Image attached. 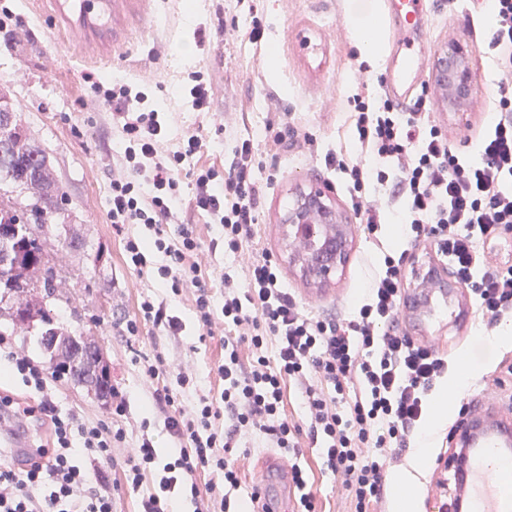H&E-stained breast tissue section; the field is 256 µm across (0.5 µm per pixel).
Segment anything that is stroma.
I'll list each match as a JSON object with an SVG mask.
<instances>
[{
  "instance_id": "obj_1",
  "label": "stroma",
  "mask_w": 512,
  "mask_h": 512,
  "mask_svg": "<svg viewBox=\"0 0 512 512\" xmlns=\"http://www.w3.org/2000/svg\"><path fill=\"white\" fill-rule=\"evenodd\" d=\"M40 0H0V92L22 114L27 134L46 151L47 161L63 191L56 226L43 232L49 252H62L66 274L59 300L52 303L57 326L81 325L101 345L112 383L126 397L130 424L127 440L151 438L162 453L175 449L141 377L145 359L155 351L172 355L194 374L198 394L218 396L216 365L224 354L221 337L173 338L146 325L137 336H126L123 324L134 318L142 297L163 298L182 318H189L184 297L160 288L147 275H138L123 258L122 244L112 232L108 199L112 154L121 143L109 114L91 106L92 81L108 82L120 76L133 87L149 84V98L170 114L169 144L187 133L202 135L200 161L225 167L232 160L235 139L248 138L258 149L264 174L272 183L267 191L255 237L244 246L249 255L273 252L280 263L289 293L310 300L327 316L348 314L378 268V255L362 227H355L347 261L335 275L314 289L290 264L284 248L283 214L298 189L329 177L317 167L305 144L314 136L321 149L343 148L357 153L350 129V98L357 84L374 96L385 60L369 62L360 51L356 31L376 21L374 38L390 52L395 33L382 0H142L136 13L125 19L108 60L92 61L82 48L54 35L39 13ZM194 4L195 17L187 19L186 6ZM261 21V35L250 40L253 19ZM489 12L460 9L448 14L442 0H432L428 33L430 49L421 70L423 88L432 91L438 51L448 40L465 42L472 52L477 87L476 108L461 113L435 106L432 118L456 146L473 138L482 120L481 103L496 93L493 56L485 45ZM193 43L190 57H181L183 42ZM208 74L213 95L208 111L193 110L187 75ZM235 113L232 129L223 131L218 118ZM288 118V148L278 152L263 141L267 124ZM83 137H76L74 128ZM78 237L83 245L69 249L64 241ZM504 324L486 326L467 318L437 326L452 370L441 383L446 393L444 419L428 418L421 437L403 454L402 472L415 473L416 512H439V484L443 468L428 462L418 468L416 451L427 446L434 453L451 450L448 431L458 422L460 407L512 410V337ZM468 363L464 383L454 376ZM55 391L63 408L85 419L110 418L112 405L93 392L64 378ZM311 468V491L318 512H343V492L335 477L324 471L317 449L303 440Z\"/></svg>"
}]
</instances>
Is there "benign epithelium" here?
<instances>
[{"label":"benign epithelium","mask_w":512,"mask_h":512,"mask_svg":"<svg viewBox=\"0 0 512 512\" xmlns=\"http://www.w3.org/2000/svg\"><path fill=\"white\" fill-rule=\"evenodd\" d=\"M446 65L436 66L433 91L435 98L452 106L456 112H466L472 99L474 69L467 45L450 41L440 52ZM15 123L14 114L0 108V148L8 142ZM282 224L287 227L288 245L292 253L299 255L307 251L321 238L324 229L332 231L346 240H351L353 227L343 222V217L330 204L326 192L320 188L300 191L288 208Z\"/></svg>","instance_id":"benign-epithelium-1"}]
</instances>
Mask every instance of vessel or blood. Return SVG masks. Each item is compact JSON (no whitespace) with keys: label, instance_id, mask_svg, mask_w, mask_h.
<instances>
[{"label":"vessel or blood","instance_id":"vessel-or-blood-1","mask_svg":"<svg viewBox=\"0 0 512 512\" xmlns=\"http://www.w3.org/2000/svg\"><path fill=\"white\" fill-rule=\"evenodd\" d=\"M139 0H46L54 31L75 39L93 59L112 55L120 17L136 11ZM398 40L393 48L396 68L384 76L389 97L410 103L422 88L417 48L427 29L429 0H384ZM417 302L428 320L445 321L448 296L436 288H421ZM465 446L453 462L456 486L448 512H512V421L499 423L497 432L482 435L466 432ZM0 446L18 456L27 446L23 431L0 424ZM263 491L275 512H290L294 497L287 468L276 461L263 468Z\"/></svg>","mask_w":512,"mask_h":512}]
</instances>
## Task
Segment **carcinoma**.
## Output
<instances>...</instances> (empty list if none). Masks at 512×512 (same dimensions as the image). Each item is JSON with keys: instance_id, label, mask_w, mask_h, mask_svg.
<instances>
[{"instance_id": "1", "label": "carcinoma", "mask_w": 512, "mask_h": 512, "mask_svg": "<svg viewBox=\"0 0 512 512\" xmlns=\"http://www.w3.org/2000/svg\"><path fill=\"white\" fill-rule=\"evenodd\" d=\"M6 153L7 162H0V227L35 224L42 229L53 224L60 213L62 191L48 168L44 149L16 125ZM5 185L20 194L27 191L30 196L24 201L8 196L3 192ZM11 252L8 263L0 266V317L13 325L27 326L39 319L41 336L59 338L57 346L50 351L51 360L67 366L73 380L89 387L94 394L108 396L111 380L99 361L89 357L81 365L72 363L78 349L97 348L95 340L81 328L59 331L50 317V309L33 303V297L38 294L44 299L57 295L63 281L57 258L43 249L38 237L24 234L12 238ZM347 254L348 244L343 239L325 238L313 253L312 261L342 262Z\"/></svg>"}]
</instances>
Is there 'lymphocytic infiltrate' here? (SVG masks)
Returning a JSON list of instances; mask_svg holds the SVG:
<instances>
[{
	"instance_id": "obj_1",
	"label": "lymphocytic infiltrate",
	"mask_w": 512,
	"mask_h": 512,
	"mask_svg": "<svg viewBox=\"0 0 512 512\" xmlns=\"http://www.w3.org/2000/svg\"><path fill=\"white\" fill-rule=\"evenodd\" d=\"M488 47L499 70L490 110L491 123L474 141L473 155L451 144L430 119L431 103L419 96L409 108L385 90L373 99L354 94L351 126L361 149L354 157L320 151L308 138L310 155L340 176L346 203L369 238L381 224L401 216L407 245L433 244L445 258L455 284L467 288L475 316L496 324L512 319V261L495 267L485 250L503 231L512 230V0H493ZM94 106L111 111L122 134V148L112 159L110 215L121 234L127 266L142 271L150 252L162 253L160 282L173 294H187L200 336L224 331V358L216 374L218 399L183 400L191 373L173 370L165 353H155L141 373L152 387L164 425L180 445L178 455L161 461L158 448L142 438L124 461L114 450L126 440L118 425L126 412L121 391L112 393L113 420L89 422L76 411L61 409L49 386L56 374L0 333V351L13 377L37 394L33 406L0 397V412L21 422L38 417L47 424L49 442L31 449L19 463L0 459V512H116V488L103 474L89 476L77 456L121 465L125 485L141 491L138 512H175L176 492L189 493L194 512H231V497L241 485L237 461L247 442L262 436L288 463L300 512H317L304 464L303 439L318 444L324 464L336 476L350 512H387L386 476L401 465L406 448L418 438L429 395L448 375V359L414 340L402 326L406 253L382 248L380 269L349 319L306 312L282 286L280 266L270 252L247 261L241 281L224 279V303L215 305L201 276L197 227L175 222L181 207L221 224L224 235L211 249L236 254L252 237L269 187L256 158L253 140L237 139L228 171L212 166L188 168L201 154L200 136L185 135L174 149L164 113L148 107V95L123 79L96 85ZM192 192L183 198L182 174ZM173 224L165 235V224ZM140 224L150 236L130 235L126 225ZM149 324L182 335L185 325L165 301L147 296L125 330L136 334ZM175 373L176 387L159 386ZM302 400V417L284 411L286 386ZM159 473L151 490L147 476ZM207 483H199L201 474Z\"/></svg>"
}]
</instances>
